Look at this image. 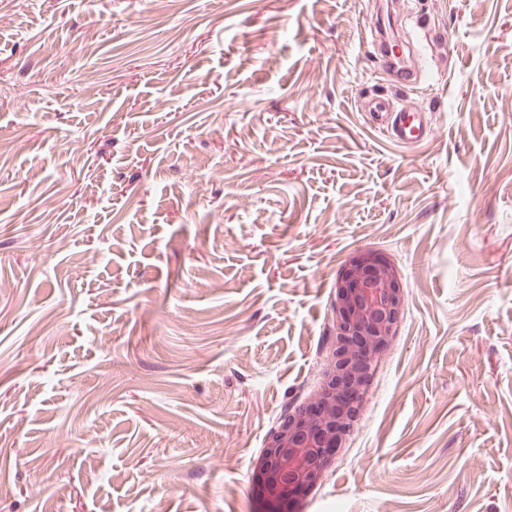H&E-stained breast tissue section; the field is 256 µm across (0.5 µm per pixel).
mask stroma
<instances>
[{"instance_id":"obj_1","label":"stroma","mask_w":512,"mask_h":512,"mask_svg":"<svg viewBox=\"0 0 512 512\" xmlns=\"http://www.w3.org/2000/svg\"><path fill=\"white\" fill-rule=\"evenodd\" d=\"M361 249L403 320L292 512H512V0H0V512H264ZM393 137L403 143H414L427 136L429 129L420 111L401 109L391 115Z\"/></svg>"}]
</instances>
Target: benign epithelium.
<instances>
[{
  "mask_svg": "<svg viewBox=\"0 0 512 512\" xmlns=\"http://www.w3.org/2000/svg\"><path fill=\"white\" fill-rule=\"evenodd\" d=\"M405 305L400 274L379 250H359L336 278L334 349L309 404L266 438L254 479L257 500L291 504L320 482L350 436L365 402L370 369L395 336Z\"/></svg>",
  "mask_w": 512,
  "mask_h": 512,
  "instance_id": "benign-epithelium-1",
  "label": "benign epithelium"
}]
</instances>
